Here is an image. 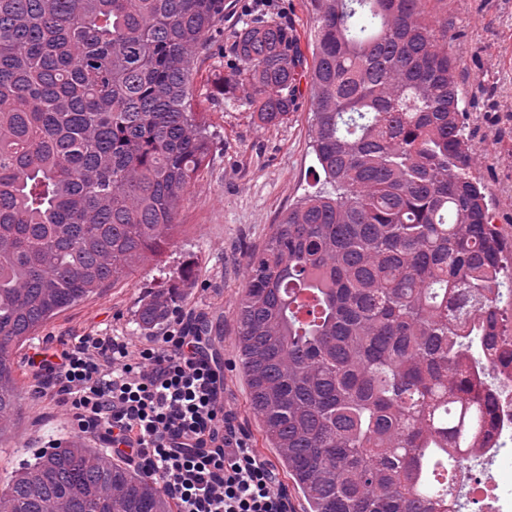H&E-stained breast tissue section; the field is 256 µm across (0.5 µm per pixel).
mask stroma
I'll return each instance as SVG.
<instances>
[{
  "label": "stroma",
  "instance_id": "obj_1",
  "mask_svg": "<svg viewBox=\"0 0 512 512\" xmlns=\"http://www.w3.org/2000/svg\"><path fill=\"white\" fill-rule=\"evenodd\" d=\"M287 24L303 54L314 37L312 0H224V19L195 62L192 104L201 112L211 151L191 191L181 202L178 222L162 260L145 261L126 280L68 308L42 325L14 353L20 382L30 393L6 437L0 438V486L20 459L74 435L70 413L33 392L36 381L27 361L34 350L71 346L82 336H126L140 343L163 335V327L140 330L136 323L142 299L163 287L183 263L193 276L178 312L208 339L224 378V405L235 416L250 448L269 463L273 449L262 439L249 408V391L241 371L237 338V300L245 285L248 256L259 250L288 208L323 186L312 151V100L300 84L295 104L278 125L261 126L245 103L244 89H228L233 40L249 16ZM454 26L456 76L464 93V124L481 160L476 174L483 182L493 219L512 224L506 200L502 157L512 153V63L502 55L512 47V0H448Z\"/></svg>",
  "mask_w": 512,
  "mask_h": 512
}]
</instances>
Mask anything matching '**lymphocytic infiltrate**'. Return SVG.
<instances>
[{"mask_svg": "<svg viewBox=\"0 0 512 512\" xmlns=\"http://www.w3.org/2000/svg\"><path fill=\"white\" fill-rule=\"evenodd\" d=\"M30 364L42 395L68 407L80 433L157 480L176 512H288L270 465L224 407L220 371L183 324L140 345L84 336Z\"/></svg>", "mask_w": 512, "mask_h": 512, "instance_id": "1", "label": "lymphocytic infiltrate"}]
</instances>
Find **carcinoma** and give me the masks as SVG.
I'll use <instances>...</instances> for the list:
<instances>
[{
	"label": "carcinoma",
	"instance_id": "cac0c4a2",
	"mask_svg": "<svg viewBox=\"0 0 512 512\" xmlns=\"http://www.w3.org/2000/svg\"><path fill=\"white\" fill-rule=\"evenodd\" d=\"M310 193L249 255L238 346L250 407L305 512H448L437 479L490 447L486 351L512 241L462 125L448 0H313ZM224 0H0V438L14 350L159 258L210 150L194 61ZM237 81L265 126L294 106L288 27L239 30ZM192 264L147 295L146 329ZM475 302L460 327L448 300ZM173 512L158 483L79 439L38 453L0 512Z\"/></svg>",
	"mask_w": 512,
	"mask_h": 512
}]
</instances>
